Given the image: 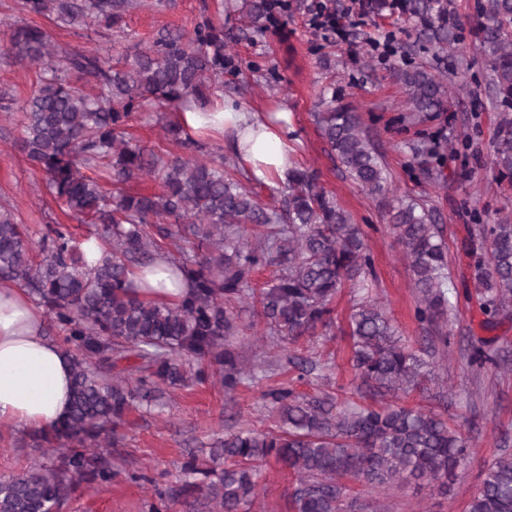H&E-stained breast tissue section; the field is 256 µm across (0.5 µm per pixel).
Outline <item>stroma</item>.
Segmentation results:
<instances>
[{"instance_id":"stroma-1","label":"stroma","mask_w":512,"mask_h":512,"mask_svg":"<svg viewBox=\"0 0 512 512\" xmlns=\"http://www.w3.org/2000/svg\"><path fill=\"white\" fill-rule=\"evenodd\" d=\"M239 2L143 0L141 7L127 15L122 30L109 31L93 25L60 28L47 18L24 13L20 0H0V48L6 46L14 27L30 23L49 32L61 47L93 49L108 59L134 53L161 30L192 31L207 16L222 19L228 28L238 26ZM313 2L289 0L288 14L276 34L253 33L227 47L239 68L225 74L221 96L247 112L274 104L290 113L296 161L318 170L323 186L351 213L355 223L369 225L368 246L377 272L373 294L402 336L417 347L424 343V332L414 317L416 302L408 263L380 199L343 177L329 158L328 146L312 117L320 91L337 94L357 107L387 163L394 192L426 200L444 224L448 272L459 293L458 310L445 328L448 346L437 352L443 365L435 370L429 392L415 394L414 401L460 425L471 436L475 451L458 468L448 494L428 486H404L363 487L359 496L366 504L383 502L388 512H468L469 500L487 465L500 454L512 453V320L483 329L477 300L465 296L471 285L473 249L468 225L495 224L502 216H512V175L502 174L494 161V145L504 131L503 114L485 90V62L477 43L471 42L466 47L471 62L467 87L451 85L446 109L431 114L423 123L402 120L405 93L369 41L387 31L396 32L400 40H412V24L360 16L356 0H323L328 10L349 14L354 22L346 41H325L307 24ZM38 76L36 67L14 66L0 57V89L9 90L14 98L11 111H0V205L29 228L35 241L40 240L48 219L59 214L45 190L43 173L14 148L20 134L21 107ZM421 132L433 135L439 145L434 165L441 176L435 183L413 181L405 167V144ZM463 138L469 139L470 147L461 156L453 146ZM350 307L349 293H342L336 302V326L330 334L298 342V352L322 362L314 378L298 383L299 391L311 393L326 384L350 387ZM480 337L491 340L501 365L476 376L467 366V353ZM254 372L256 381L241 386L230 400L219 386L206 381L167 389L161 406L128 413L112 450L120 474L108 487H77L66 512H149L158 493L180 488L179 465L187 453L208 455L228 430L275 426L276 419L263 409L260 395L267 387L288 381L290 375L260 364ZM43 452L36 431L0 425V479L41 460ZM291 484L287 470L275 464L267 466L252 512H292Z\"/></svg>"}]
</instances>
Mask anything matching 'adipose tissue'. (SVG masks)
I'll return each mask as SVG.
<instances>
[{
	"instance_id": "obj_1",
	"label": "adipose tissue",
	"mask_w": 512,
	"mask_h": 512,
	"mask_svg": "<svg viewBox=\"0 0 512 512\" xmlns=\"http://www.w3.org/2000/svg\"><path fill=\"white\" fill-rule=\"evenodd\" d=\"M197 138H227L247 175L270 183L291 165L287 112H244L220 102L214 112H178ZM71 363L44 334L41 309L24 290L0 281V424L47 430L70 408Z\"/></svg>"
}]
</instances>
